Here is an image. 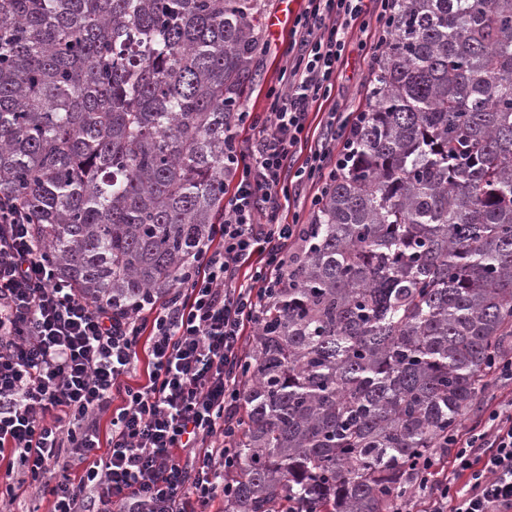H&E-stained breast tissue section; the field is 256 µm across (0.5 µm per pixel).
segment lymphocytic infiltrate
Returning a JSON list of instances; mask_svg holds the SVG:
<instances>
[{
  "label": "lymphocytic infiltrate",
  "instance_id": "lymphocytic-infiltrate-1",
  "mask_svg": "<svg viewBox=\"0 0 512 512\" xmlns=\"http://www.w3.org/2000/svg\"><path fill=\"white\" fill-rule=\"evenodd\" d=\"M362 2L307 0L299 53L286 85L268 93L269 115L237 116L256 129L254 144L245 151L232 138L225 148L235 191L216 249L200 253L184 292L147 317L119 319L78 295L34 241L30 213L0 197V456L13 462L0 507L37 482L51 512H211L233 464L227 442L241 400L244 329L259 324L284 286L288 247L302 235L280 220L288 159L310 104L336 80ZM354 125L347 118L331 129L296 177L323 184L344 170ZM254 257L258 266L240 278ZM145 330L147 381L121 386ZM447 446L417 462L416 495L395 512H512V397L492 404L482 426L450 434Z\"/></svg>",
  "mask_w": 512,
  "mask_h": 512
}]
</instances>
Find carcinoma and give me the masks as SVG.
<instances>
[{
	"mask_svg": "<svg viewBox=\"0 0 512 512\" xmlns=\"http://www.w3.org/2000/svg\"><path fill=\"white\" fill-rule=\"evenodd\" d=\"M260 0H0V194L119 315L224 223ZM356 151L239 368L224 512H392L512 348V0H394Z\"/></svg>",
	"mask_w": 512,
	"mask_h": 512,
	"instance_id": "carcinoma-1",
	"label": "carcinoma"
}]
</instances>
